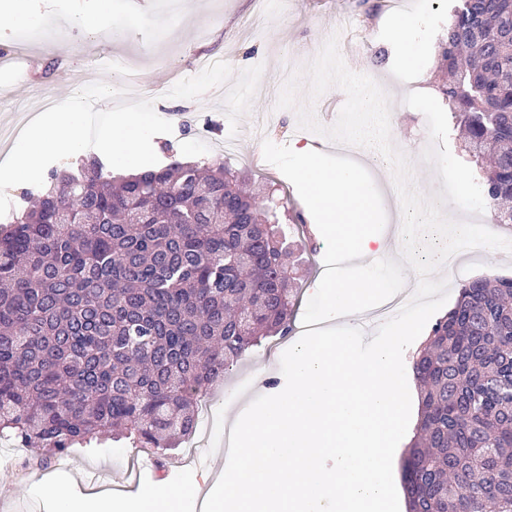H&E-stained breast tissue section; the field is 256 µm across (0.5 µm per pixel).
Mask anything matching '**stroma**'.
Listing matches in <instances>:
<instances>
[{
  "mask_svg": "<svg viewBox=\"0 0 512 512\" xmlns=\"http://www.w3.org/2000/svg\"><path fill=\"white\" fill-rule=\"evenodd\" d=\"M52 14L37 28L19 32L0 14V50L25 45L36 66L26 83L40 96L68 98L78 80L114 83L115 68H103L105 60L128 59L136 63L152 90L156 113L173 125L169 134L155 136L158 158L175 151L178 158L201 163L221 162L242 171L253 191L276 182L291 215L303 223L313 218L293 184L263 158L262 142L290 144L289 132L297 126L294 110L276 109L282 84V68H301L319 54L330 36H337L339 52L347 67L369 75L385 91L390 105L392 140L412 149V182L418 192L434 195L443 188L434 167L422 154L427 147V122L422 113L408 107L405 96L436 85L439 38L448 25L453 0H182L172 8L170 0H110V24L114 37L99 42L87 34L71 12L72 0H54ZM425 22L414 34L418 64L402 67L394 42L400 14ZM205 53L223 55V72L198 78L195 59ZM178 70L188 93L169 92L171 70ZM234 134L237 143L225 150L224 137ZM460 263L466 276H512V254L481 248L464 251ZM288 341L275 336L248 352L211 393L209 406L217 416L210 425H198L205 445L194 457L185 448L173 453H147L107 442L98 448H74L34 465L35 449L16 448L0 440V512H54L56 498L81 499L118 472L136 464L138 477L125 483L127 500L157 480L174 488L211 492L227 461L212 448L224 445L227 411L242 413L259 395L280 392L285 378L280 370V351Z\"/></svg>",
  "mask_w": 512,
  "mask_h": 512,
  "instance_id": "1",
  "label": "stroma"
}]
</instances>
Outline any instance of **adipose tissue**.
I'll list each match as a JSON object with an SVG mask.
<instances>
[{
    "label": "adipose tissue",
    "instance_id": "obj_1",
    "mask_svg": "<svg viewBox=\"0 0 512 512\" xmlns=\"http://www.w3.org/2000/svg\"><path fill=\"white\" fill-rule=\"evenodd\" d=\"M189 495V490L158 483L143 490L138 500L128 503L122 495L106 488L84 501L59 496L58 512H182L183 501Z\"/></svg>",
    "mask_w": 512,
    "mask_h": 512
}]
</instances>
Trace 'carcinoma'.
<instances>
[{
	"label": "carcinoma",
	"instance_id": "carcinoma-1",
	"mask_svg": "<svg viewBox=\"0 0 512 512\" xmlns=\"http://www.w3.org/2000/svg\"><path fill=\"white\" fill-rule=\"evenodd\" d=\"M437 93L499 224H512V0H463ZM284 202L218 163L112 176L54 168L0 226V439L60 456L173 447L198 398L293 330ZM421 416L400 461L407 512H512V277L461 284L411 362Z\"/></svg>",
	"mask_w": 512,
	"mask_h": 512
}]
</instances>
